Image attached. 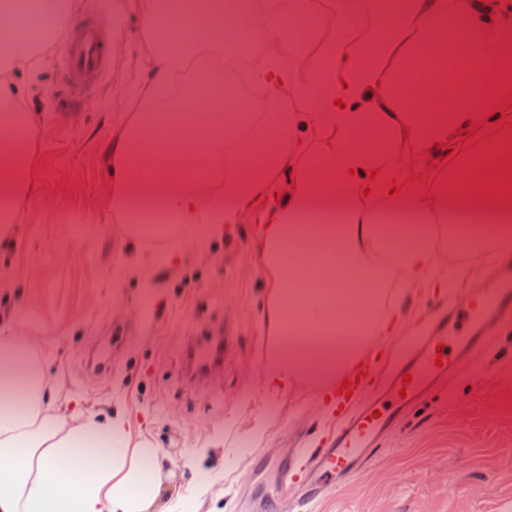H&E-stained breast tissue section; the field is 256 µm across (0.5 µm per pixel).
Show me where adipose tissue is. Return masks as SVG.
Masks as SVG:
<instances>
[{
	"mask_svg": "<svg viewBox=\"0 0 512 512\" xmlns=\"http://www.w3.org/2000/svg\"><path fill=\"white\" fill-rule=\"evenodd\" d=\"M77 0H44L23 16L0 12V236L10 237L17 210L32 190L27 137L30 113L19 111L33 67L15 41L17 31L63 20ZM142 20L139 53L151 63L132 86L112 137V211L126 218L131 239L145 228L136 217L161 201L179 223L207 219L233 226L260 223L263 270L273 293L265 324L271 339L262 360L269 388L300 379L327 381L387 333L396 307L385 302L393 275L408 286L444 285L441 255L459 249L478 257L512 244V206L483 195L500 167L512 162V0H403L399 13L380 0H345L316 23L319 50L306 77L269 57L252 83L267 93L262 112H229L215 102L185 111L167 95L174 67L161 46L162 30L188 32L219 48L224 41L221 0H195L182 12L161 0H121ZM249 32L260 44L296 51L307 14L269 0H247ZM456 141L452 162L441 145ZM155 141L187 145L199 165L192 176L165 168L148 173L145 148ZM428 174L405 183L409 161ZM377 177H369V170ZM287 189L265 211L253 202L279 185ZM342 208L339 233L309 240L304 218ZM408 214L422 225L394 240L388 217ZM492 217L495 234H450L455 220ZM339 278L337 296L305 293L304 273ZM356 308L354 335L340 344L320 340L340 304ZM0 385L18 391L20 405L0 406V512H156L165 474L159 451L134 438L128 420L66 416L47 401L48 364L18 336H0Z\"/></svg>",
	"mask_w": 512,
	"mask_h": 512,
	"instance_id": "adipose-tissue-1",
	"label": "adipose tissue"
}]
</instances>
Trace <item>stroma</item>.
Wrapping results in <instances>:
<instances>
[{
	"label": "stroma",
	"instance_id": "35a3bbf8",
	"mask_svg": "<svg viewBox=\"0 0 512 512\" xmlns=\"http://www.w3.org/2000/svg\"><path fill=\"white\" fill-rule=\"evenodd\" d=\"M81 2L80 14L100 18L111 68L82 111L66 112L63 40L35 55L26 101L38 118L28 134L34 190L10 240L0 239V335L28 336L46 354L59 412H121L133 435L158 448L175 486L159 507L177 492L176 512H241L255 456L294 436L316 448L334 425L322 410L330 385L303 380L272 393L262 381L269 288L258 225L224 236L173 224L129 248L125 224L112 218L108 163L116 93L147 62L135 55L133 14L116 0ZM501 257L449 263L448 286L437 292L393 288L404 319L395 334L372 337L368 354L390 357L395 339L422 330L437 306L467 300ZM217 327L233 338L222 367L189 380V343ZM103 339L112 368L98 373L88 359ZM312 512H512V320L403 417L364 473Z\"/></svg>",
	"mask_w": 512,
	"mask_h": 512
}]
</instances>
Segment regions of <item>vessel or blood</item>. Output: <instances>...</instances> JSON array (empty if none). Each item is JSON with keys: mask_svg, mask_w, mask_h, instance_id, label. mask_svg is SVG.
Segmentation results:
<instances>
[{"mask_svg": "<svg viewBox=\"0 0 512 512\" xmlns=\"http://www.w3.org/2000/svg\"><path fill=\"white\" fill-rule=\"evenodd\" d=\"M108 54L98 38L94 15L72 25L64 51L63 75L82 85L95 83L106 71ZM512 316V258L489 269L484 289L472 300L437 310L430 325L400 349L387 369L366 359L364 367L341 374L351 380L350 395H338L336 426L321 448L308 456L306 472H298L296 448L262 453L254 481L251 512H277L279 495L302 491L295 512H310L328 488H340L360 475L372 461L380 440L435 386L444 383L454 366L487 344L486 327Z\"/></svg>", "mask_w": 512, "mask_h": 512, "instance_id": "obj_1", "label": "vessel or blood"}]
</instances>
